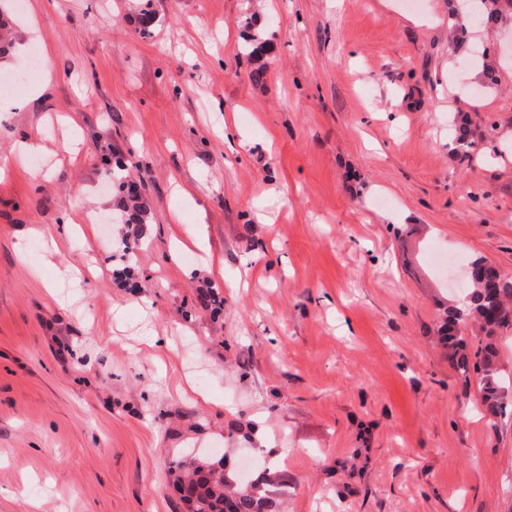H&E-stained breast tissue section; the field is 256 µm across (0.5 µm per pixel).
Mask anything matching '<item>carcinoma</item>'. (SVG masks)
Here are the masks:
<instances>
[{
  "label": "carcinoma",
  "mask_w": 512,
  "mask_h": 512,
  "mask_svg": "<svg viewBox=\"0 0 512 512\" xmlns=\"http://www.w3.org/2000/svg\"><path fill=\"white\" fill-rule=\"evenodd\" d=\"M486 20L495 23L503 13L512 14V0H487ZM137 19L141 34L148 36L156 21L153 0H138ZM17 34L13 30L10 16L0 11V56H7L14 48ZM246 54L256 64L253 75L261 77L267 71L264 60V46L257 45L250 38L245 45ZM114 188L119 194V206L126 213V223L134 225L131 236L125 242L128 252L139 248L145 238L144 224L147 223L148 209L141 190L132 180H118ZM472 267L470 283L472 293L469 305L447 311L442 325V339L452 349L451 360L463 372L469 368L480 374L481 401L486 413L492 417L503 415L508 404L503 399V388L499 381V370L493 349L486 348L479 363L470 364L466 339L462 330L471 323L492 335L499 330L512 329V278L487 261L477 258L468 262ZM215 465L190 468L184 463L173 462L169 468L172 484L177 486L184 480H195L200 485L207 481L206 475L213 472ZM195 512H283L282 502L266 488V481L256 479L239 486L223 485V492L210 486L203 488L195 504Z\"/></svg>",
  "instance_id": "obj_1"
}]
</instances>
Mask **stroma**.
Here are the masks:
<instances>
[{"label":"stroma","instance_id":"stroma-1","mask_svg":"<svg viewBox=\"0 0 512 512\" xmlns=\"http://www.w3.org/2000/svg\"><path fill=\"white\" fill-rule=\"evenodd\" d=\"M456 6L155 0L145 37L135 0H11L0 78L53 75L0 90V512H187V454L286 512H512V412L439 340L468 260L512 273V17L452 47ZM466 338L512 401V331ZM114 188L119 194V206L126 213V224H134L131 236L125 242L127 252L133 253L145 238L144 224H147L148 209L139 187L132 180H118ZM496 355L489 346L480 363L473 364L474 370L481 375V401L486 413L492 417L502 416L508 404L503 399V388L499 381V370ZM180 461H183V463H179ZM185 462L184 460L172 462L169 468V476L174 487L178 486L182 480H193L195 477L194 485H201L207 481L206 475L211 474L214 468H216L214 464H209L203 467L198 465L192 469L187 464H184ZM204 467H206V470Z\"/></svg>","mask_w":512,"mask_h":512}]
</instances>
